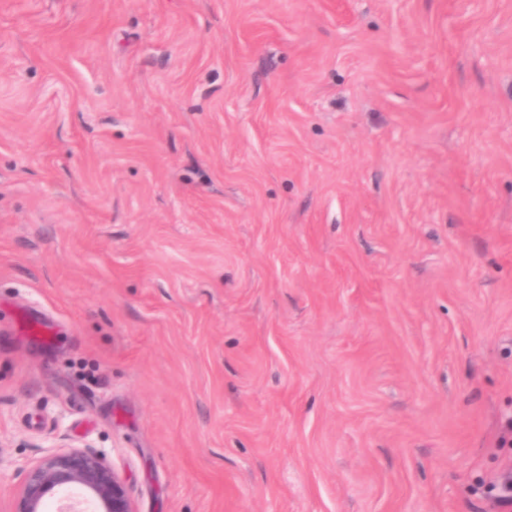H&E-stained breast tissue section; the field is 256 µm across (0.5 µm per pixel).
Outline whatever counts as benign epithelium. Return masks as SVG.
I'll use <instances>...</instances> for the list:
<instances>
[{
  "instance_id": "benign-epithelium-1",
  "label": "benign epithelium",
  "mask_w": 512,
  "mask_h": 512,
  "mask_svg": "<svg viewBox=\"0 0 512 512\" xmlns=\"http://www.w3.org/2000/svg\"><path fill=\"white\" fill-rule=\"evenodd\" d=\"M16 474L20 482L8 512H44L47 501L74 490L95 505V512H137L123 477L100 451L51 446L36 461L17 467Z\"/></svg>"
}]
</instances>
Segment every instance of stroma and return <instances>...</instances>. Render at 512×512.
I'll return each instance as SVG.
<instances>
[{"mask_svg": "<svg viewBox=\"0 0 512 512\" xmlns=\"http://www.w3.org/2000/svg\"><path fill=\"white\" fill-rule=\"evenodd\" d=\"M512 0H0V512H512ZM34 462L18 466L20 477L8 512H44L47 501L77 491L95 512H137L124 479L104 453L73 446H50ZM70 448V449H54Z\"/></svg>", "mask_w": 512, "mask_h": 512, "instance_id": "stroma-1", "label": "stroma"}]
</instances>
